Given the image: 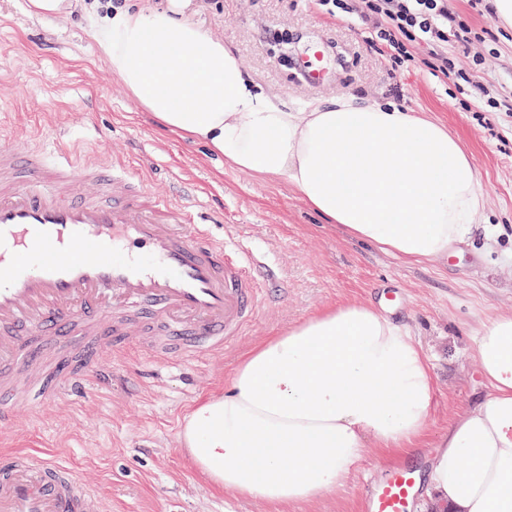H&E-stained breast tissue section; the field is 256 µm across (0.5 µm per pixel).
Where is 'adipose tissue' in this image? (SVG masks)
Listing matches in <instances>:
<instances>
[{"mask_svg":"<svg viewBox=\"0 0 512 512\" xmlns=\"http://www.w3.org/2000/svg\"><path fill=\"white\" fill-rule=\"evenodd\" d=\"M188 9L189 0L86 7L113 77L163 129L240 170L287 179L354 239L406 261L445 258L462 241L484 199L444 126L351 97L286 108ZM475 349L490 392L450 422L427 480L451 512H512V315L490 321ZM432 389L409 330L345 303L253 346L223 394L194 408L188 446L225 491L308 502L342 484L367 446L420 448Z\"/></svg>","mask_w":512,"mask_h":512,"instance_id":"1","label":"adipose tissue"}]
</instances>
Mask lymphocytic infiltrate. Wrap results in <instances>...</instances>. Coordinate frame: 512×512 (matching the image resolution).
<instances>
[{"instance_id":"obj_1","label":"lymphocytic infiltrate","mask_w":512,"mask_h":512,"mask_svg":"<svg viewBox=\"0 0 512 512\" xmlns=\"http://www.w3.org/2000/svg\"><path fill=\"white\" fill-rule=\"evenodd\" d=\"M371 23L372 51L389 57L395 65L414 59L412 47L419 39L431 47L426 61L431 70L451 80L460 91H476L479 85L464 70L452 67L448 54L468 52L474 42L471 27L452 10L450 0H319Z\"/></svg>"}]
</instances>
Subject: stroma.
I'll list each match as a JSON object with an SVG mask.
<instances>
[{
  "label": "stroma",
  "instance_id": "1",
  "mask_svg": "<svg viewBox=\"0 0 512 512\" xmlns=\"http://www.w3.org/2000/svg\"><path fill=\"white\" fill-rule=\"evenodd\" d=\"M26 0H0V140L24 147L38 138L73 141L86 155L151 159L152 189L170 188V172L192 180L199 209L223 212L224 231L265 253L287 281L270 295L224 354L170 367L129 352L112 358V372L133 380L120 387L63 397L19 416L0 430V455L31 452L77 468L97 487L108 512H362L365 481L391 468L428 471L449 422L489 392L478 367L475 338L491 320L512 314V112L480 111V98L460 93L430 70L426 42L413 62L392 69L371 52L370 28L356 15L328 14L313 0H192L193 18L222 41L270 96L290 108L352 95L426 116L457 137L479 173L484 206L463 243L436 261L408 263L352 239L315 212L288 180L237 169L199 144L166 132L113 78L85 32L81 6L35 18ZM456 13L481 35L468 54L453 57L489 95L512 96V28L493 15L452 0ZM287 31L292 53L307 56L318 38L343 54L335 82L313 88L267 50L262 36ZM344 302L370 305L408 328L434 374L433 413L423 451L392 457L365 448L347 480L309 503L276 507L210 487L179 453L177 428L189 409L223 393L243 354L259 340Z\"/></svg>",
  "mask_w": 512,
  "mask_h": 512
}]
</instances>
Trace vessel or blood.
Masks as SVG:
<instances>
[{"instance_id": "b4317fda", "label": "vessel or blood", "mask_w": 512, "mask_h": 512, "mask_svg": "<svg viewBox=\"0 0 512 512\" xmlns=\"http://www.w3.org/2000/svg\"><path fill=\"white\" fill-rule=\"evenodd\" d=\"M328 41L300 66L329 74ZM220 213L162 196L124 161L53 148H0V426L89 384L111 385L103 356L133 348L177 365L232 345L275 271L232 237ZM417 470H390L366 512H407ZM0 512H104L71 468L31 453L0 458Z\"/></svg>"}]
</instances>
